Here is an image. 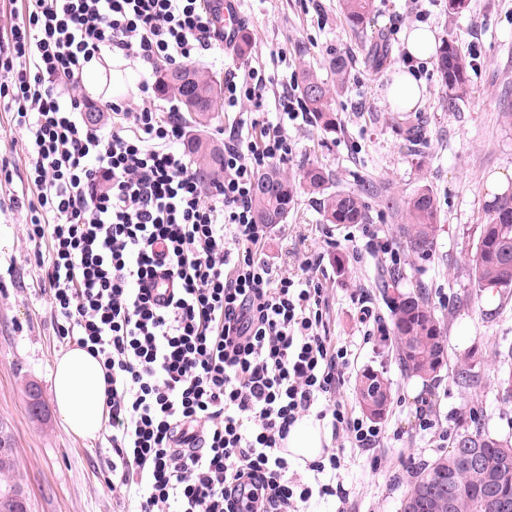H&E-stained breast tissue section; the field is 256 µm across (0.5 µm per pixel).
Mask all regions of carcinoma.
<instances>
[{"label":"carcinoma","mask_w":512,"mask_h":512,"mask_svg":"<svg viewBox=\"0 0 512 512\" xmlns=\"http://www.w3.org/2000/svg\"><path fill=\"white\" fill-rule=\"evenodd\" d=\"M339 8L346 22L355 30H365L370 15L375 11V0H339ZM387 54L384 40L372 39L366 62L379 65ZM352 62L340 57L333 62L336 83L329 84L310 69H304L298 84L305 108L312 112L316 123L325 132L336 131V113L332 108L339 89L348 80ZM473 63L462 54L452 38L441 41L437 69L448 87L451 99L461 100L469 92V71ZM159 90L175 99L187 113L192 130L184 142V151L195 165L198 177L209 187L224 177V148L204 135L217 112L211 100L220 98L222 89L212 77L197 69L174 68L161 74ZM330 172L319 165H310L299 175L288 176L278 165L270 167L257 180L253 199L255 217L260 224H281L298 204L301 195L315 199L326 224H367L370 211L366 198L372 187L363 185L354 191H331ZM438 201L431 189L417 188L407 201L405 212L394 232L399 246L416 259L428 258L437 244L439 232ZM472 239L469 280L476 292H497L504 296L512 292V192H505L496 203L485 210L483 223L476 228ZM411 291L390 300V312L396 361L409 377L424 381L438 380L446 365L448 336L443 321L436 316L426 293L414 284ZM356 399L364 414L371 407L387 404L391 387L383 373L365 369L357 383ZM453 445L472 448L480 456L482 465L472 467L454 450L423 464L413 473L410 491L402 503L401 512H409L408 501L420 495L433 475L447 472L455 494L456 512H481L477 498L491 485L493 475L505 472L506 480L497 491L512 499V436L497 437L484 431L467 428L456 434ZM24 486L20 477L15 452L0 453V493L8 488Z\"/></svg>","instance_id":"obj_1"}]
</instances>
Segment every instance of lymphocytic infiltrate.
<instances>
[{
	"mask_svg": "<svg viewBox=\"0 0 512 512\" xmlns=\"http://www.w3.org/2000/svg\"><path fill=\"white\" fill-rule=\"evenodd\" d=\"M223 40L202 0H21L0 29V108L36 192L27 236L50 243L59 336L103 362L112 472L143 489L138 512H299L316 496L350 512L343 485L291 472L282 442L309 413L357 448L384 431L336 398L350 359L326 334L319 261L291 275L261 258L270 227L252 208L257 178L292 152L289 123L309 114L285 96L269 116L263 67L230 74L224 105L248 113L210 188L149 79ZM108 56L146 66L142 107L84 94L85 64ZM91 108L111 123L89 126Z\"/></svg>",
	"mask_w": 512,
	"mask_h": 512,
	"instance_id": "lymphocytic-infiltrate-1",
	"label": "lymphocytic infiltrate"
}]
</instances>
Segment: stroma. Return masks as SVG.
<instances>
[{"label":"stroma","mask_w":512,"mask_h":512,"mask_svg":"<svg viewBox=\"0 0 512 512\" xmlns=\"http://www.w3.org/2000/svg\"><path fill=\"white\" fill-rule=\"evenodd\" d=\"M244 29L251 36L248 51L225 50L223 60L203 57L193 66L216 80L231 71L264 64L275 81L267 92L296 93L303 68L319 78L332 77L337 56L352 58L350 78L335 99L336 132L322 131L316 121L288 126L292 153L283 167L296 173L314 163L331 171L332 189L352 190L370 182L405 208L413 192L429 186L438 198L441 230L432 256L414 260L362 253L369 234L393 239L394 218L379 201H372L367 224H326L310 196H302L284 223L273 225L263 257L275 266L298 273L304 256L319 255L318 276L327 300L328 336L347 347L351 368L339 399L358 411L355 386L366 368L382 371L392 385V402L380 425L386 431L381 447L367 451L345 447L336 475L314 476L300 469L304 480L337 479L350 493L354 512H401L410 490L414 465L442 453L437 434L420 430L416 410L426 407L441 428L456 435L460 426L496 436L512 435V401L497 394L499 373L493 351L503 339L512 340V296L476 294L467 271L477 224L489 206L487 179L512 173V123L502 116L512 106V0H469L460 14L448 0H375L366 30L355 31L344 20L338 0H237ZM425 25L436 38H455L473 57L468 95L449 103L435 60L418 74L425 90L417 108L392 111L386 89L392 73L405 64L404 36ZM381 35L389 48L381 67L365 63L371 36ZM420 123L422 140L407 146L405 121ZM10 113L0 110V162L12 178L0 177V426L12 437L31 512H136L139 493L109 490L104 477L112 467L111 428L86 441L64 430L52 395L56 355L68 345L58 336L51 314L50 293L44 286L41 256L48 242H30L25 214L13 197L20 193L28 166L21 145L12 141ZM347 259L348 271L338 274L336 255ZM392 270L421 285L437 316L448 323V368L437 383L409 378L395 360L389 301L377 278ZM373 309L362 320L360 307ZM482 357L480 379L460 386L455 364L464 352ZM37 385L46 404L42 418L27 410L26 388Z\"/></svg>","instance_id":"stroma-1"}]
</instances>
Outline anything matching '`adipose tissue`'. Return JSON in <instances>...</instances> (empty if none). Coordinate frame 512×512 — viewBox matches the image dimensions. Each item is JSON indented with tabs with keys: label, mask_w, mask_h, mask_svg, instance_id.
<instances>
[{
	"label": "adipose tissue",
	"mask_w": 512,
	"mask_h": 512,
	"mask_svg": "<svg viewBox=\"0 0 512 512\" xmlns=\"http://www.w3.org/2000/svg\"><path fill=\"white\" fill-rule=\"evenodd\" d=\"M433 50L434 36L428 27H416L406 37L405 51L412 64L392 76L386 92L392 111L410 112L417 107L424 84L415 67L429 60ZM52 376L54 403L65 429L84 440L96 439L108 418L102 362L74 343L56 357ZM329 442L328 431L318 421L301 418L290 427L285 440L288 460L300 466L316 461Z\"/></svg>",
	"instance_id": "adipose-tissue-1"
}]
</instances>
